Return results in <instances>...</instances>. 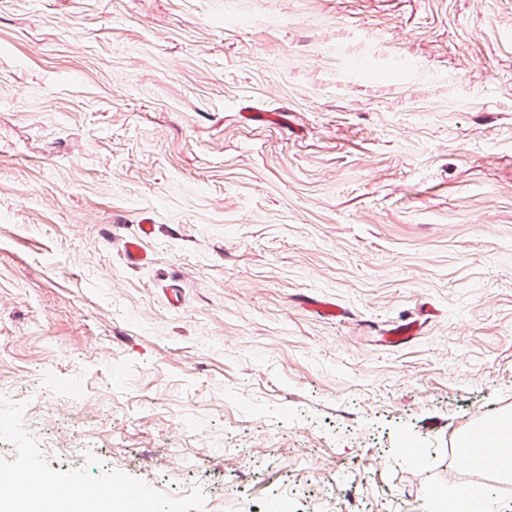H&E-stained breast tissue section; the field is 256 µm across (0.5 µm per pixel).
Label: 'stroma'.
I'll return each instance as SVG.
<instances>
[{
    "instance_id": "35a3bbf8",
    "label": "stroma",
    "mask_w": 512,
    "mask_h": 512,
    "mask_svg": "<svg viewBox=\"0 0 512 512\" xmlns=\"http://www.w3.org/2000/svg\"><path fill=\"white\" fill-rule=\"evenodd\" d=\"M510 414L512 0H0V475L512 512ZM423 323L417 319L406 318L392 323L383 333V339L391 345H402L416 336H420ZM485 427L493 430L487 448H491L490 462L500 473L512 474V418L503 416ZM464 506L471 512H490V497L487 492H482L481 498H474L471 489L463 487L454 495L448 497L444 504V512H463Z\"/></svg>"
}]
</instances>
